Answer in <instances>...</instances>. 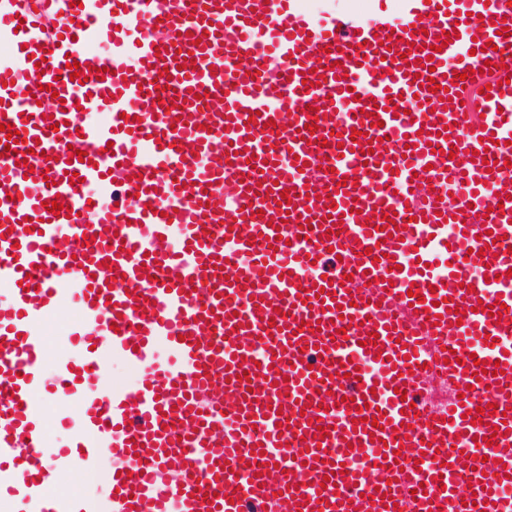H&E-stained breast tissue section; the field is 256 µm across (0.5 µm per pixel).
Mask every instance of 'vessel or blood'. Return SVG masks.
Returning <instances> with one entry per match:
<instances>
[{"mask_svg": "<svg viewBox=\"0 0 512 512\" xmlns=\"http://www.w3.org/2000/svg\"><path fill=\"white\" fill-rule=\"evenodd\" d=\"M0 41V500L512 512L511 7L0 0ZM306 9L313 12L327 10L336 15L358 17L375 16L380 11L381 0H305ZM139 374L121 360H112L109 380L112 386H131L139 380ZM87 476H91L89 481L85 479ZM99 477L75 467H66L59 472V480L62 486L73 492L87 494L92 497L102 496L105 491L104 482H100Z\"/></svg>", "mask_w": 512, "mask_h": 512, "instance_id": "vessel-or-blood-1", "label": "vessel or blood"}]
</instances>
